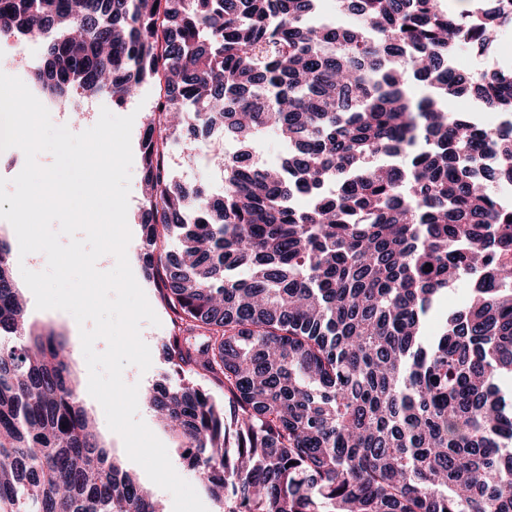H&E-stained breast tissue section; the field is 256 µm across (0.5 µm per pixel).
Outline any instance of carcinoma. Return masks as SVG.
<instances>
[{
  "instance_id": "carcinoma-1",
  "label": "carcinoma",
  "mask_w": 512,
  "mask_h": 512,
  "mask_svg": "<svg viewBox=\"0 0 512 512\" xmlns=\"http://www.w3.org/2000/svg\"><path fill=\"white\" fill-rule=\"evenodd\" d=\"M320 2L0 0V38L57 33L32 72L50 99L164 84L141 224L179 382L150 405L227 512H512V203L483 164L512 183V127L449 107L512 116V66L448 70L512 27V0ZM213 125L239 146L219 197L174 183L167 151ZM268 131L286 161L243 163ZM453 286L464 310L424 340ZM65 346L26 323L0 237V512H158L89 423ZM451 108L463 115L473 116L478 122L484 123L488 116H492L490 112L493 110L484 108L474 97L466 95L456 98L451 102Z\"/></svg>"
}]
</instances>
